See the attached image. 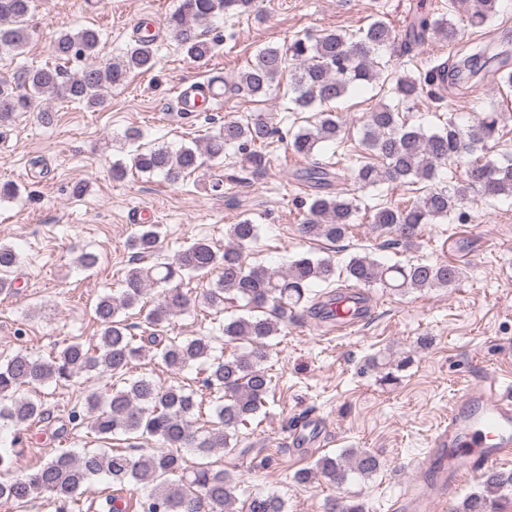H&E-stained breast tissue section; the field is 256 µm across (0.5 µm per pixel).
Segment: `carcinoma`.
<instances>
[{
    "label": "carcinoma",
    "mask_w": 512,
    "mask_h": 512,
    "mask_svg": "<svg viewBox=\"0 0 512 512\" xmlns=\"http://www.w3.org/2000/svg\"><path fill=\"white\" fill-rule=\"evenodd\" d=\"M254 0H180L168 19L179 44L191 59H202L212 50L200 31L202 24L218 14L247 13ZM30 0H0V55L19 54L29 43L31 29L27 16ZM468 24L482 28L499 15V0H473L468 5ZM140 36L124 54L104 64L96 63L100 33L91 28L60 33L52 45L59 60L84 62L82 68L65 76L59 68L24 71L15 81L0 78V128L14 122L20 112L34 111L42 98H66L88 106L98 104L103 92L125 83L129 74L153 70L158 62L150 30L137 27ZM428 39L445 40L454 46L455 56L447 63L418 73L393 78V93L399 105L427 99L438 103L447 91L462 88L463 74L491 76L501 87H512L508 53L488 54L490 45L463 40L450 18L422 14L415 18L405 36L397 38L394 29L377 18L356 33L330 31L315 38H295L288 46H267L239 73L232 89L254 97L265 96L272 86L289 74V102L293 110L304 111L345 96L362 84L383 78L379 53L399 44L407 55ZM400 112L387 105L369 112L362 138L364 151L382 164L359 161L351 177L361 188L406 182L426 184L424 194L411 205L379 204L372 223L392 235L386 246L413 248L426 224L468 220L464 210L469 194L484 200L512 196V159L494 163L485 159L490 144L498 143L503 113L490 105L467 126L448 116L434 131L408 127L399 121ZM279 133V128L257 114L245 120H228L211 132L204 144L176 150L140 143L141 135L131 129L126 139L134 150L127 161L116 162L113 172L122 175L131 168L143 173L161 174L177 182L196 172L205 162L224 158V150L235 147L241 154L242 168L257 174L266 165L261 147ZM341 122L333 113H321L309 128L297 132L289 144L295 155L312 160L296 170V179L311 188L309 204L299 231L307 239L343 241L353 224L358 206L346 193L333 190L342 174L333 167L314 161L322 143L334 146L340 140ZM458 162L465 168L461 183L438 181L443 166ZM161 236L157 224H142L129 247L135 251L118 294H105L94 312L101 327L99 343L86 345L78 340L65 344L48 359H35L27 350L16 349L0 360V424L27 431L48 414L42 388L66 384L81 373L96 371L111 380L105 395L92 392L84 407L71 408L57 435L84 426L100 445L75 455L65 448L23 474L14 472L15 449L0 448V500L25 506L46 496L55 512H74L75 504L88 486L106 480L110 486L145 488L139 499L140 512H288L286 502L274 494H254L237 506V485L231 474L209 463L187 466L182 449L195 448L209 456L216 452L232 454L239 449V426L249 422L264 407L271 392V378L265 368L269 358L267 340L278 334L290 320H303L316 309L313 288L330 284L337 275L357 285L388 288L394 293L425 288H449L462 280L463 269L446 262H407L385 264L369 252L350 256L341 269L330 257L300 256L282 267L261 263L246 266L242 251L259 238V225L244 217L228 226L224 251L206 239H198L170 257L151 264L141 260L156 254ZM19 263V254L0 243V295L13 292L10 274ZM216 274L202 303L218 313L224 302L242 303L246 314L233 317L219 327L240 348L229 357L213 354L214 337L164 336L160 325L169 316L195 308V301L174 281L185 277ZM166 286L143 320L134 325L122 315L139 306L149 289ZM142 335L136 337L131 330ZM142 344L135 345V339ZM169 368L181 371L200 366L193 385L164 386L146 375L131 373L133 362L150 355V350ZM375 368L383 367L382 381L397 380L395 371L404 362L374 357ZM214 399L209 427L197 426L200 393ZM125 435L133 440L128 448H111L108 440ZM380 468L379 459L367 449H351L339 456L324 455L314 467L297 472L294 479L305 483L318 476L333 485H343L351 475L370 476ZM484 490L473 492L454 507L453 512H492L491 496H512V470L497 469L482 475Z\"/></svg>",
    "instance_id": "obj_1"
}]
</instances>
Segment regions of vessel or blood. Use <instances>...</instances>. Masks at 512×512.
I'll use <instances>...</instances> for the list:
<instances>
[{
    "label": "vessel or blood",
    "mask_w": 512,
    "mask_h": 512,
    "mask_svg": "<svg viewBox=\"0 0 512 512\" xmlns=\"http://www.w3.org/2000/svg\"><path fill=\"white\" fill-rule=\"evenodd\" d=\"M224 85L215 81L184 91L177 99L178 115L189 117L207 104L219 102ZM357 300L341 296L336 323L346 328L358 320ZM512 457V386L487 372L461 389L448 411V424L432 438L417 462L420 476L414 492L394 501L391 512H437L446 504L462 469L475 473L496 467Z\"/></svg>",
    "instance_id": "vessel-or-blood-1"
}]
</instances>
